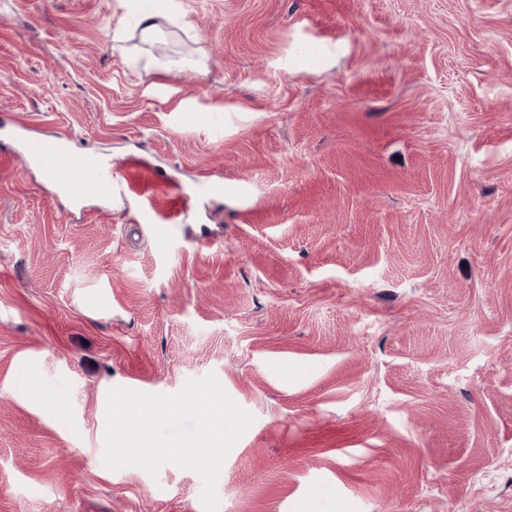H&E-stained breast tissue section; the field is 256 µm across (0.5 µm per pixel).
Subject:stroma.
Returning a JSON list of instances; mask_svg holds the SVG:
<instances>
[{"label":"stroma","mask_w":512,"mask_h":512,"mask_svg":"<svg viewBox=\"0 0 512 512\" xmlns=\"http://www.w3.org/2000/svg\"><path fill=\"white\" fill-rule=\"evenodd\" d=\"M1 113L0 512H206L104 451L210 375L216 512H512V0H0ZM69 141L70 137L65 133L54 137L25 136L22 148L27 158L52 178H57L64 167L77 158L78 175L67 181V188L74 197H80L98 185L112 188V166L102 164L91 153L76 156L67 149Z\"/></svg>","instance_id":"stroma-1"}]
</instances>
